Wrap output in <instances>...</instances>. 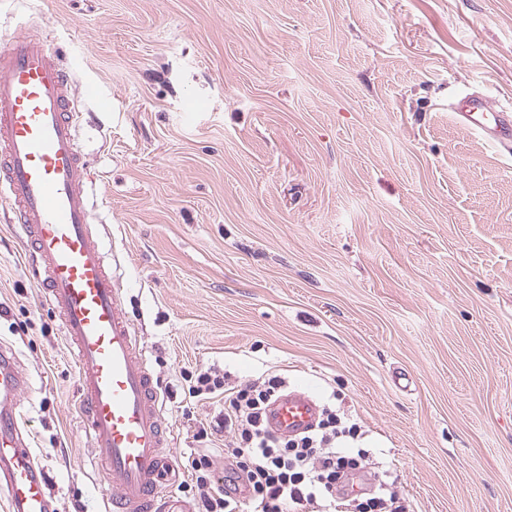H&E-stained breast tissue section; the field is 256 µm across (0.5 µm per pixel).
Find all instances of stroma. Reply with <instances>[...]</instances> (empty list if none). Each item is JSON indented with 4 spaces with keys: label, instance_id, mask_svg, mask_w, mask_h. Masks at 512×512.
I'll return each instance as SVG.
<instances>
[{
    "label": "stroma",
    "instance_id": "1",
    "mask_svg": "<svg viewBox=\"0 0 512 512\" xmlns=\"http://www.w3.org/2000/svg\"><path fill=\"white\" fill-rule=\"evenodd\" d=\"M25 12L73 70L173 495L197 504L188 457L231 472L223 402L182 377L209 369L306 386L357 424L363 492L512 512V155L448 110L512 103V0H0V41ZM7 209L0 343L24 429L55 512H106L75 360Z\"/></svg>",
    "mask_w": 512,
    "mask_h": 512
}]
</instances>
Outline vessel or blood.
Listing matches in <instances>:
<instances>
[{
    "label": "vessel or blood",
    "mask_w": 512,
    "mask_h": 512,
    "mask_svg": "<svg viewBox=\"0 0 512 512\" xmlns=\"http://www.w3.org/2000/svg\"><path fill=\"white\" fill-rule=\"evenodd\" d=\"M71 70L32 19L0 44V198L42 268L41 286L73 347L81 424L101 465L110 512H158L171 466V432L145 349L125 311L119 266L91 231L94 180L78 146L81 114L68 95ZM456 120L498 147L512 145V111L470 93ZM27 387L14 350L0 346V496L6 512H53L43 471L18 413ZM317 405L292 390L267 409L271 430L309 429Z\"/></svg>",
    "instance_id": "1"
}]
</instances>
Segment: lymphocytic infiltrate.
Masks as SVG:
<instances>
[{"label": "lymphocytic infiltrate", "instance_id": "obj_1", "mask_svg": "<svg viewBox=\"0 0 512 512\" xmlns=\"http://www.w3.org/2000/svg\"><path fill=\"white\" fill-rule=\"evenodd\" d=\"M185 378L190 382L189 397L223 394L222 424L234 437L226 451L233 464L227 485L212 482L209 455L187 460L196 480L200 512H240L245 504L250 512H340V500L348 497L353 500V512H406L396 493L383 484L374 488L370 497H355L346 477L360 464L350 449L338 446L336 438H357L356 426L338 427L331 414L300 437H276L267 431L264 409L282 388L280 377L239 389L225 388L223 376L208 370L186 372ZM240 483L248 491L244 503L236 496L235 487Z\"/></svg>", "mask_w": 512, "mask_h": 512}]
</instances>
